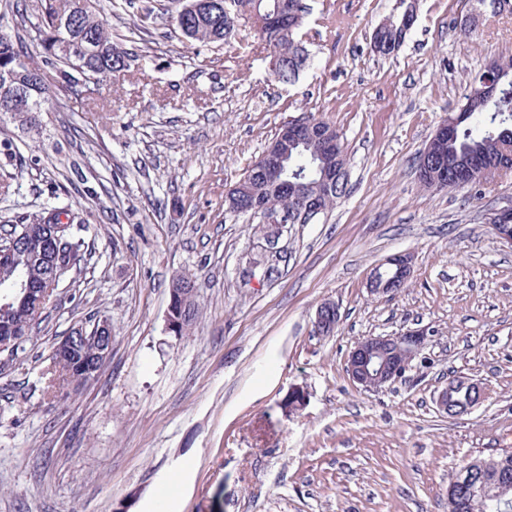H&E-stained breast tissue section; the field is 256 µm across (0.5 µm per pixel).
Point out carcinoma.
<instances>
[{"mask_svg": "<svg viewBox=\"0 0 512 512\" xmlns=\"http://www.w3.org/2000/svg\"><path fill=\"white\" fill-rule=\"evenodd\" d=\"M98 0H85L79 13L69 24L65 18L73 8L72 0H40L37 4L38 22L35 37L42 52L40 60L26 57L13 42L0 35V103L12 99L18 93L29 96L30 112L45 111V104L52 88H71L83 81L68 65L71 56L61 50V45L84 40L93 42L103 50L100 55L88 58L85 75L94 78L91 93L101 94L112 76L138 60V55L124 49L112 40V30L99 17L96 8ZM194 6L185 13L174 17L182 37L192 44L203 46L222 45L235 32L238 18L248 12L260 15L277 16V20L257 30L259 39L269 52L279 56L275 71L277 79L290 83L304 68L308 55L297 39L305 23L307 13L302 0H193ZM406 0H397L396 7L389 15L390 23L378 26L371 37L376 52L389 54L388 47L393 43L405 13ZM19 59L26 60L22 67L16 66ZM504 76L494 104L484 102L481 94V81L476 79L470 85L458 108L461 112L455 138L436 147L432 163L448 169V190L460 188V182L470 187L479 186L490 180L494 173L493 163L502 156L503 144L512 138V59L500 61ZM310 127L305 143L290 150L293 168L303 174L304 180L310 176V153L314 143L325 132L332 129L327 122L307 115ZM239 188L230 196L239 198L240 207L227 205L230 213L245 216L243 208L254 201L277 199L292 201L296 189L290 184L275 188L266 179L263 168L252 165L238 181ZM66 215L69 227L55 243L61 254L63 266L72 272L84 259V239L79 232L85 220L67 206L44 207L40 211L16 218L14 233H20L28 226L38 224H58L60 215ZM22 277L28 288L13 287L14 281ZM51 271L43 256L35 252L27 240H19L11 262L0 267V350L12 352L20 346L18 340L29 339L42 322V315L56 296L57 288L51 287ZM99 344L87 340L80 346L76 358L57 360L50 363L45 372V393L53 399H63L71 392L73 380L77 376L78 364L86 362L100 373L107 360L97 355ZM471 486H455L448 498L449 512H498L499 507L487 505L478 508Z\"/></svg>", "mask_w": 512, "mask_h": 512, "instance_id": "1", "label": "carcinoma"}]
</instances>
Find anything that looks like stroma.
<instances>
[{"label": "stroma", "mask_w": 512, "mask_h": 512, "mask_svg": "<svg viewBox=\"0 0 512 512\" xmlns=\"http://www.w3.org/2000/svg\"><path fill=\"white\" fill-rule=\"evenodd\" d=\"M101 0L114 40L141 53L94 100L55 91L46 111L0 112V225L42 206L85 221L87 262L41 331L0 353V512H448L462 459L512 452V248L484 215L512 203V170L480 189L421 187L418 157L494 58H512V15L418 0L403 46L374 28L395 0H304L309 53L279 82L252 24L224 45L179 37L163 0ZM314 113L347 147L348 184L312 224H291L268 265L256 218L224 199L281 126ZM414 257L405 288L370 272ZM193 274L199 315L168 333V287ZM334 303L339 321L316 332ZM112 325V355L81 394L56 401L42 373L72 327ZM435 334L398 382L357 388L346 358L365 336ZM485 402L438 412L449 377Z\"/></svg>", "instance_id": "obj_1"}]
</instances>
